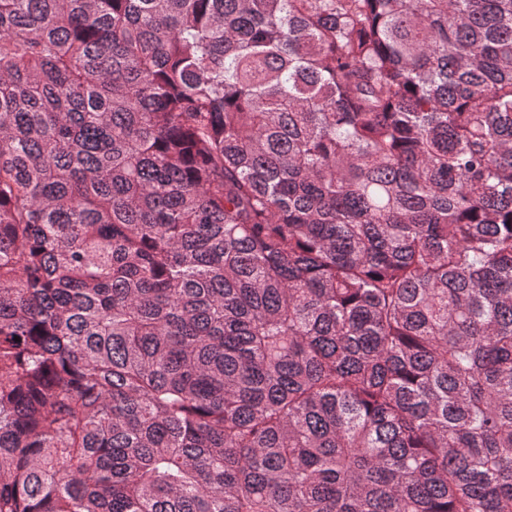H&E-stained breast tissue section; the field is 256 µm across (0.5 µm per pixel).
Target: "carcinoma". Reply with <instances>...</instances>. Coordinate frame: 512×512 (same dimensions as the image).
<instances>
[{
  "label": "carcinoma",
  "mask_w": 512,
  "mask_h": 512,
  "mask_svg": "<svg viewBox=\"0 0 512 512\" xmlns=\"http://www.w3.org/2000/svg\"><path fill=\"white\" fill-rule=\"evenodd\" d=\"M0 512H512V0H0Z\"/></svg>",
  "instance_id": "cac0c4a2"
}]
</instances>
